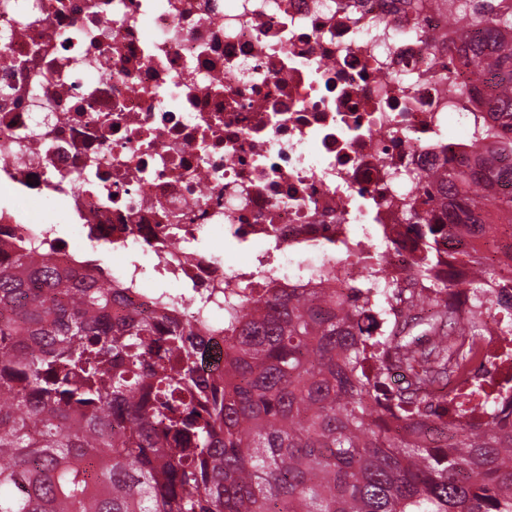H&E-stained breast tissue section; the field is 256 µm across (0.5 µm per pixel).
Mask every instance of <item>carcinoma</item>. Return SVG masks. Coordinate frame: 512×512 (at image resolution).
<instances>
[{"instance_id":"cac0c4a2","label":"carcinoma","mask_w":512,"mask_h":512,"mask_svg":"<svg viewBox=\"0 0 512 512\" xmlns=\"http://www.w3.org/2000/svg\"><path fill=\"white\" fill-rule=\"evenodd\" d=\"M470 56L498 77L493 158L411 200L417 288L371 298L241 287L224 293V373L201 372L207 328L131 313L86 259L18 240L0 250V512H512V377L472 371L512 296V0H445ZM472 264L471 308L432 272ZM437 307L424 321L417 310Z\"/></svg>"}]
</instances>
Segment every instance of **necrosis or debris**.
I'll return each mask as SVG.
<instances>
[{"mask_svg":"<svg viewBox=\"0 0 512 512\" xmlns=\"http://www.w3.org/2000/svg\"><path fill=\"white\" fill-rule=\"evenodd\" d=\"M463 30L439 0H0V242L78 258L43 213L60 198L89 242L149 254L104 271L134 304L152 278L406 287L408 201L474 158L495 88ZM214 230L246 262L195 249Z\"/></svg>","mask_w":512,"mask_h":512,"instance_id":"4bbe7bcc","label":"necrosis or debris"}]
</instances>
